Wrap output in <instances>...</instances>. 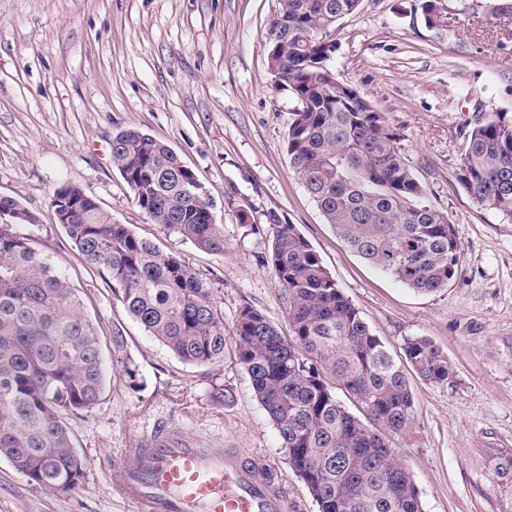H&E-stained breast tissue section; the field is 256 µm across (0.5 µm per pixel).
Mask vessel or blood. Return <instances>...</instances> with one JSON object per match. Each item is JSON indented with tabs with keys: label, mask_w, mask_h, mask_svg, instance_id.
<instances>
[{
	"label": "vessel or blood",
	"mask_w": 512,
	"mask_h": 512,
	"mask_svg": "<svg viewBox=\"0 0 512 512\" xmlns=\"http://www.w3.org/2000/svg\"><path fill=\"white\" fill-rule=\"evenodd\" d=\"M139 512H287L275 472L238 448H207L178 426L158 429L118 467Z\"/></svg>",
	"instance_id": "b4317fda"
}]
</instances>
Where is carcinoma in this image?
I'll return each instance as SVG.
<instances>
[{"label":"carcinoma","mask_w":512,"mask_h":512,"mask_svg":"<svg viewBox=\"0 0 512 512\" xmlns=\"http://www.w3.org/2000/svg\"><path fill=\"white\" fill-rule=\"evenodd\" d=\"M359 3L278 0L268 27L269 67L276 85L301 104L288 129V154L346 247L407 287L436 292L459 266L455 227L428 203L402 152L400 129L330 66L331 36ZM440 6L441 0H424L431 27L447 23ZM111 158L151 222L202 250L224 252L213 203L168 146L123 129L112 137ZM457 180L475 202L512 221V119L496 113L474 124ZM51 205L74 249L112 282L131 318L185 363L224 361V316L205 279L77 188H59ZM33 220L16 201L0 200V456L33 487L66 491L84 476L69 420L99 404L106 371L100 336L74 289L14 230ZM268 234L290 335L245 306L232 340L289 467L318 512H423L415 481L387 437L414 426L403 370L296 225L274 217ZM404 354L425 382L453 376L426 337L407 339ZM337 385L383 430L352 414L336 398Z\"/></svg>","instance_id":"obj_1"}]
</instances>
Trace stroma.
Instances as JSON below:
<instances>
[{"instance_id":"1","label":"stroma","mask_w":512,"mask_h":512,"mask_svg":"<svg viewBox=\"0 0 512 512\" xmlns=\"http://www.w3.org/2000/svg\"><path fill=\"white\" fill-rule=\"evenodd\" d=\"M496 3L445 0L447 25L430 28L423 0H360L336 30L337 78L400 127L429 202L458 235L454 278L420 293L347 249L292 167L286 136L299 103L276 87L267 59L278 0H0V196L37 216L16 231L75 288L108 372L100 403L72 425L81 484L43 492L0 458V512H137L112 490L117 467L125 449L171 420L206 447L264 457L288 512H318L234 344L223 363L188 365L129 317L56 222L51 200L63 186L196 269L229 333L247 305L288 332L266 227L274 216L296 225L398 363L405 340L424 336L452 369L440 384L409 375L415 425L392 439L423 512H512V222L476 203L456 176L474 123L512 118V19L495 17ZM126 128L167 144L192 169L224 231L223 253L199 250L136 206L110 155ZM126 363L140 387L130 386Z\"/></svg>"}]
</instances>
